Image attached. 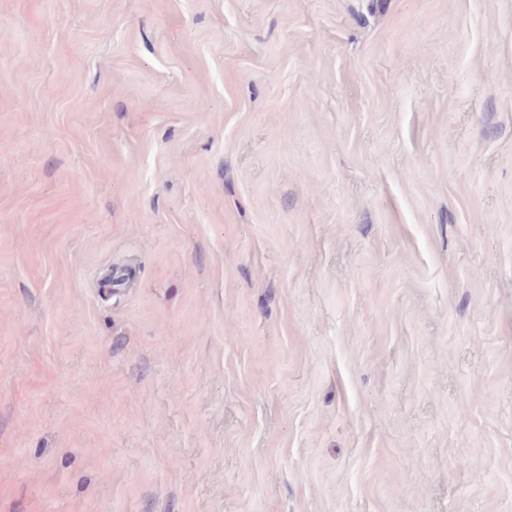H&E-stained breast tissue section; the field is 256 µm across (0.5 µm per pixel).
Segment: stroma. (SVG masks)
Listing matches in <instances>:
<instances>
[{"instance_id": "1", "label": "stroma", "mask_w": 512, "mask_h": 512, "mask_svg": "<svg viewBox=\"0 0 512 512\" xmlns=\"http://www.w3.org/2000/svg\"><path fill=\"white\" fill-rule=\"evenodd\" d=\"M0 512H512V0H0Z\"/></svg>"}]
</instances>
